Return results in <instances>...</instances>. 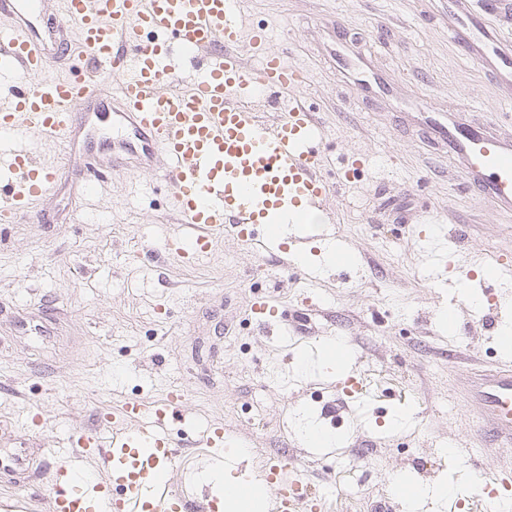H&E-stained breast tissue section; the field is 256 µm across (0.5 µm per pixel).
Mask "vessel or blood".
Listing matches in <instances>:
<instances>
[{"instance_id":"obj_1","label":"vessel or blood","mask_w":512,"mask_h":512,"mask_svg":"<svg viewBox=\"0 0 512 512\" xmlns=\"http://www.w3.org/2000/svg\"><path fill=\"white\" fill-rule=\"evenodd\" d=\"M56 16L44 12V0H0V15L11 25L0 31V70L13 71L20 87L0 98V136L53 138L62 142L69 168L96 163L112 170L132 157L136 168L150 170L158 158L168 165L163 177L181 223L195 236L182 258L207 253L225 232L241 242L263 236L271 244L297 234L311 210L321 208L331 185L320 168L322 152L314 112L294 92V68L284 56L267 50L263 29L248 26L238 0H58ZM75 29L77 42L64 34ZM448 30L455 45L492 73L512 94V37L489 26L472 10L471 0H448ZM252 41L263 51L260 70L249 69L236 49ZM85 70L65 77L52 68L73 54ZM204 61L202 74L186 89L171 86L174 54ZM330 58L366 97L389 94L371 59L351 53L344 35L330 38ZM116 76L111 98H104V75ZM255 88L285 95L277 122L240 99ZM83 100L85 111L73 109ZM111 116V135L99 123ZM431 143L461 162L470 192L498 210L512 213V135L484 125L459 123L452 112L423 107L413 115ZM12 177L0 185V222L13 224L32 215V205L56 189L52 165L36 162L29 146L17 149L9 164ZM430 279L458 294L474 278L497 288L512 286V259L498 256L492 268L475 270L463 251ZM328 355L350 363L344 376L343 403L364 396L358 360L350 349L332 345ZM462 397L478 407L475 445L512 450V351L491 366L472 371ZM183 396L170 391L147 402L123 400L117 419L101 417L112 428V445L100 447L95 431L72 434L89 457L107 469V482L85 477L72 459L57 457L60 490L46 512H89L98 497L101 512H222L225 499H248L252 512H319L296 457L270 458L251 489L199 499L169 491L175 462L173 441L161 428L178 418ZM156 427H135L143 416ZM482 512H502L512 502V468L500 469L481 488Z\"/></svg>"}]
</instances>
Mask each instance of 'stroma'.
<instances>
[{
  "mask_svg": "<svg viewBox=\"0 0 512 512\" xmlns=\"http://www.w3.org/2000/svg\"><path fill=\"white\" fill-rule=\"evenodd\" d=\"M240 9L302 76L295 93L318 118L334 184L323 219L288 268L278 254L231 237L185 263L171 250L194 230L177 222L160 171L141 170L101 177L91 194L60 173L39 218L0 225V499L44 504L57 485L45 449L124 399L151 401L171 388L184 396L182 418L168 425L181 444L174 485L211 490L210 460L185 441L214 427L223 428L228 452L245 455L246 466L232 470L242 483L261 457L293 452L301 414L323 419L339 373L328 362L299 364L300 349L250 307L264 298L289 308L301 272L314 270L300 310L323 306L317 334L345 338L365 362V405L337 413L333 456L303 461L324 512H369L400 475L427 487L453 483L454 501H433L431 512H467L478 487L447 451L469 439L477 409L460 397L466 365L445 352H475L486 366L501 348L479 322L482 305L461 298L471 331L442 341L448 291L424 269L451 246L410 238L383 204L403 192L412 212L466 226L462 246L479 262L512 254V215L472 196L459 163L408 119L425 101L466 124L494 118L508 133L512 104L453 43L444 0H240ZM335 27L371 57L392 96L363 99L330 65L325 31ZM356 159L359 175L341 180ZM337 240L358 258L350 270L326 260ZM18 457L29 466L23 478L9 470Z\"/></svg>",
  "mask_w": 512,
  "mask_h": 512,
  "instance_id": "35a3bbf8",
  "label": "stroma"
}]
</instances>
